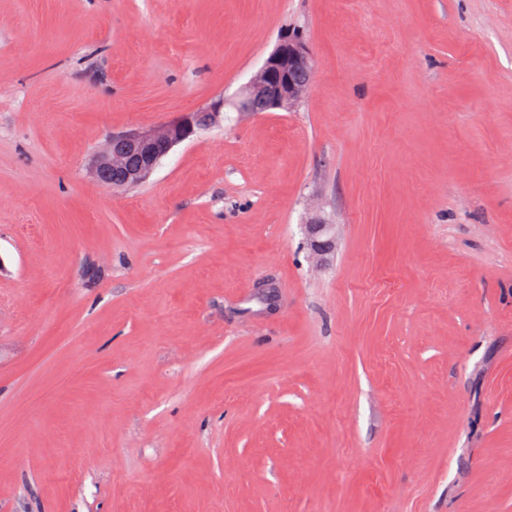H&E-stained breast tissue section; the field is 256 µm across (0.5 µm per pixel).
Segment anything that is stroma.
Wrapping results in <instances>:
<instances>
[{
  "mask_svg": "<svg viewBox=\"0 0 512 512\" xmlns=\"http://www.w3.org/2000/svg\"><path fill=\"white\" fill-rule=\"evenodd\" d=\"M0 512H512V0H0ZM312 57L300 40L284 37L242 90L234 104L239 112L292 110L310 88ZM226 103L223 98L155 129L112 136L107 148L94 160L92 176L98 182L115 188L143 182L174 146L194 133L195 127L199 126V117L204 116L208 123L215 121L220 112H224ZM130 160L135 161L134 166L128 165ZM117 173H120L119 177Z\"/></svg>",
  "mask_w": 512,
  "mask_h": 512,
  "instance_id": "obj_1",
  "label": "stroma"
}]
</instances>
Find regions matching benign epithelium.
I'll use <instances>...</instances> for the list:
<instances>
[{"label":"benign epithelium","instance_id":"1","mask_svg":"<svg viewBox=\"0 0 512 512\" xmlns=\"http://www.w3.org/2000/svg\"><path fill=\"white\" fill-rule=\"evenodd\" d=\"M312 57L300 40L284 37L242 90L235 108L240 112L292 110L310 88ZM226 99L190 112L155 129L114 136L92 165L91 174L106 185L130 187L143 182L161 159L179 143L188 139L197 120H216L224 111ZM311 247L323 251L331 246L330 225L320 221L309 224Z\"/></svg>","mask_w":512,"mask_h":512}]
</instances>
